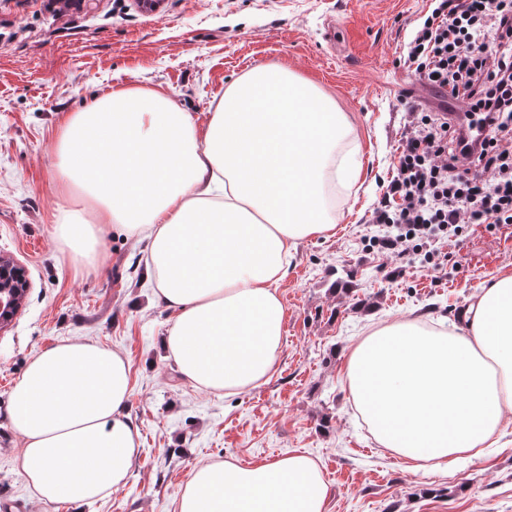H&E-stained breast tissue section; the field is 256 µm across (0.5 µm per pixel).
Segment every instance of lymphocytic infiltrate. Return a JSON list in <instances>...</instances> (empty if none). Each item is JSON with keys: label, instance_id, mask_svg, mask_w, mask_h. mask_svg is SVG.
I'll return each mask as SVG.
<instances>
[{"label": "lymphocytic infiltrate", "instance_id": "1", "mask_svg": "<svg viewBox=\"0 0 512 512\" xmlns=\"http://www.w3.org/2000/svg\"><path fill=\"white\" fill-rule=\"evenodd\" d=\"M406 45L413 74L452 89L459 113L412 117L373 223L379 248L433 262L467 224L512 223V0H433Z\"/></svg>", "mask_w": 512, "mask_h": 512}]
</instances>
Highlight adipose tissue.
I'll return each instance as SVG.
<instances>
[{
    "instance_id": "obj_1",
    "label": "adipose tissue",
    "mask_w": 512,
    "mask_h": 512,
    "mask_svg": "<svg viewBox=\"0 0 512 512\" xmlns=\"http://www.w3.org/2000/svg\"><path fill=\"white\" fill-rule=\"evenodd\" d=\"M348 131L333 101L288 70L233 83L206 130L173 99L120 87L65 117L55 146L66 191L55 235L95 263L111 227L146 242L156 298L173 318L163 344L181 378L237 394L271 372L282 347L278 286L299 240L335 227L330 151ZM428 333L393 323L358 342L344 379L386 448L414 463L479 457L512 411V274L493 277L461 313ZM130 367L90 339L34 356L8 420L37 498L80 508L124 486L140 432L127 413ZM328 486L304 454L242 466L196 464L176 512H324Z\"/></svg>"
}]
</instances>
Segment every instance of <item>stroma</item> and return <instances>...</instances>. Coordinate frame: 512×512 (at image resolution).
I'll use <instances>...</instances> for the list:
<instances>
[{"mask_svg": "<svg viewBox=\"0 0 512 512\" xmlns=\"http://www.w3.org/2000/svg\"><path fill=\"white\" fill-rule=\"evenodd\" d=\"M429 0H97L65 13L49 0H0V254L30 288L0 331V512H69L38 501L6 419L29 359L85 337L130 366L129 413L141 446L125 486L80 512H175V494L200 461L259 465L300 452L332 494L325 512H512V420L480 457L415 471L383 450L346 391L350 349L392 322L451 329L487 280L512 274V223L468 224L422 256L372 247L371 216L409 124L405 104L435 102L402 49ZM279 65L313 83L348 116L355 140L336 148L360 165L332 235L301 240L278 286L285 307L279 358L264 383L224 395L186 383L162 338L171 314L145 278L146 245L119 229L97 264L61 255L62 197L52 148L64 117L117 85L162 90L206 123L248 70Z\"/></svg>", "mask_w": 512, "mask_h": 512, "instance_id": "obj_1", "label": "stroma"}]
</instances>
